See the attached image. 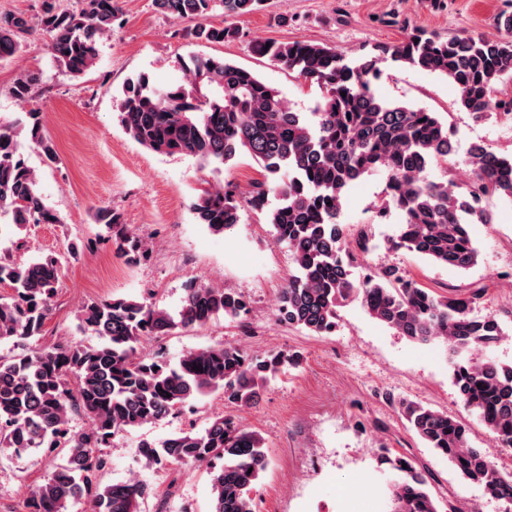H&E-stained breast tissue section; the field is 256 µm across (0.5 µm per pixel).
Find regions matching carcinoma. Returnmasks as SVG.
Returning a JSON list of instances; mask_svg holds the SVG:
<instances>
[{
    "label": "carcinoma",
    "mask_w": 512,
    "mask_h": 512,
    "mask_svg": "<svg viewBox=\"0 0 512 512\" xmlns=\"http://www.w3.org/2000/svg\"><path fill=\"white\" fill-rule=\"evenodd\" d=\"M266 0H153L161 13L193 20L186 36L210 43L240 37L232 24L209 23L254 14ZM120 0H43L34 18L0 14V60L28 52V37L39 30L56 67L79 77L96 65L98 47L112 34ZM298 78L323 89L311 112H300L254 72L223 57H190L182 63L184 81L159 89L145 75L128 81L117 109L125 132L144 148L165 155H187L206 166L225 165L245 150L262 167L263 179L242 196L230 184L204 190L191 205L195 223L223 234L240 223L242 204L266 211L275 243L290 253L293 270L278 297L279 321L318 336L336 332L339 308L358 299L370 318L419 342L441 341L450 352L480 355L455 365L461 403L497 442L512 447V365L490 354L503 334L494 315L475 316L484 289L466 297L438 296L391 266L357 284L350 268L372 248L368 233L342 222L343 197L356 181L387 173L379 218L391 209L402 216L390 246L436 264L468 269L478 260L470 226L488 224L483 203L498 196L512 200V156L490 146H471L464 164L469 178L448 179L454 147L448 126L424 108L391 102L374 89L387 58L450 80L459 90L458 106L481 120L488 113H512V96L497 85L512 79V38L482 35L443 38L414 29L397 44H375L354 65L327 45L303 40L257 46ZM40 81L34 72L16 80L13 93L30 96ZM43 113H27L21 126H0V219L17 227L59 224L57 213L38 189V177L21 152V133L54 163L57 152L43 133ZM436 168L441 178L432 177ZM277 203L269 206V197ZM96 223L107 232L122 215L100 207ZM118 252L135 262L146 252L126 235ZM62 263L53 255L25 263L0 260V343L41 338L57 292ZM247 311L242 294L205 283L185 288L175 312L146 299L87 302L78 329L100 338L96 345L57 344L0 357V448L16 455L42 449L65 451L26 501V512H68L86 498L90 512H140L147 493L142 482L101 485L106 466L102 449L122 433L155 424L182 411L196 398L220 393L234 406L256 403L260 390L284 369L298 368L300 352L279 351L251 357L236 346H211L184 353L172 363L142 358L137 349L149 337L178 327L202 326L219 315L237 319ZM397 407L410 430L448 458L464 480L491 499L512 506V469L507 471L470 443V431L457 417L400 398ZM86 426L76 430L74 417ZM144 466L201 463L210 469V512H254L250 491L268 464L264 440L218 415L200 431H182L162 440L143 439ZM393 472L389 482L394 512H438L428 475L404 456L380 457Z\"/></svg>",
    "instance_id": "carcinoma-1"
}]
</instances>
